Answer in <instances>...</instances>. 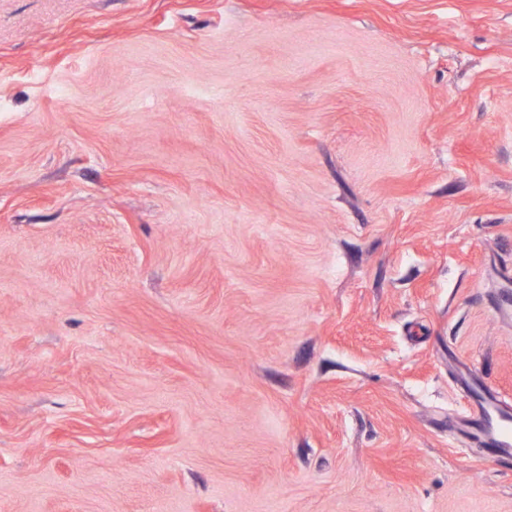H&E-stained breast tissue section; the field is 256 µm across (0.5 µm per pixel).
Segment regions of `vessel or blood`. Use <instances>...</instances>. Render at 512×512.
Returning a JSON list of instances; mask_svg holds the SVG:
<instances>
[{
	"label": "vessel or blood",
	"instance_id": "obj_1",
	"mask_svg": "<svg viewBox=\"0 0 512 512\" xmlns=\"http://www.w3.org/2000/svg\"><path fill=\"white\" fill-rule=\"evenodd\" d=\"M460 429L467 441L486 448L489 457H512V416L500 412L493 398L472 399Z\"/></svg>",
	"mask_w": 512,
	"mask_h": 512
}]
</instances>
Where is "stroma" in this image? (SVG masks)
<instances>
[{"label":"stroma","mask_w":512,"mask_h":512,"mask_svg":"<svg viewBox=\"0 0 512 512\" xmlns=\"http://www.w3.org/2000/svg\"><path fill=\"white\" fill-rule=\"evenodd\" d=\"M512 0H0V512H512ZM492 397L473 398L459 426L465 439L487 448L493 459L512 457V416L502 413Z\"/></svg>","instance_id":"35a3bbf8"}]
</instances>
